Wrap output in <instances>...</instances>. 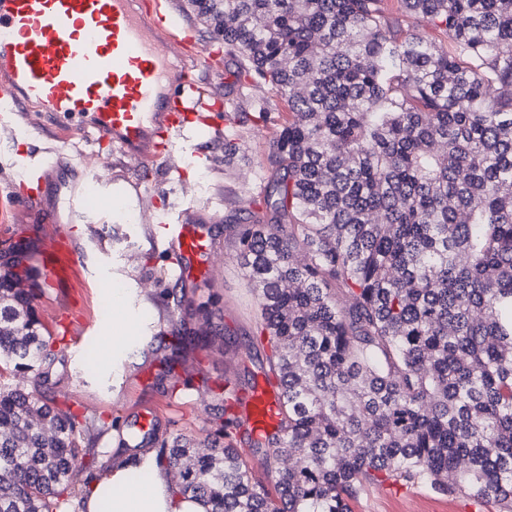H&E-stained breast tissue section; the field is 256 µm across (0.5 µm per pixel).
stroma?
<instances>
[{
	"mask_svg": "<svg viewBox=\"0 0 512 512\" xmlns=\"http://www.w3.org/2000/svg\"><path fill=\"white\" fill-rule=\"evenodd\" d=\"M197 76L209 103H230L236 113L247 110L250 102L272 96L270 87L263 82L239 76L236 62L229 56L224 57L219 72L201 70ZM19 123L24 126V133L0 143V248L23 240L37 253L47 236V220L75 224L70 247L80 267L64 275L55 286H38L35 306L42 320H49L51 313L58 312L74 320H88L95 326L94 332L80 341L68 343L67 370L54 388L59 407L106 422L147 408L158 416L164 436L184 433L204 441L216 428L213 393L200 397L194 390L184 389L173 395L168 391L172 380H186L200 368L212 379L222 382L231 376L245 385L256 382L269 369L262 347L252 343L258 323L254 293L237 261L234 243L222 227L235 211L220 193L229 190L245 199L259 196L270 125H236L240 152L229 163L224 160L223 147L215 145L213 131L203 125L188 129L178 143L176 161L181 171L177 174L166 173L153 162L130 161L118 150L108 157L113 185L125 189L134 210L149 214V224L160 223L168 210L186 201L194 202L213 224L219 247L215 256L219 276L191 288L178 280L160 250L147 244L149 224H134L115 214L105 195L86 201L83 166L50 154L55 141L66 135L50 115H43L36 125L24 116ZM23 153L50 167L49 189L37 212L22 206L8 191L9 185L19 179L22 168L17 160ZM71 197L84 199V206L70 208L67 200ZM159 268L164 269V277L156 276ZM109 285L132 289L133 308L148 311L150 319L144 339L132 351H121L113 370L93 373L86 366L85 353L101 347L96 330L107 323L102 296ZM170 288L195 305L210 297L216 301L212 317L188 318L189 329L200 334L215 326L223 330L222 337L207 349L188 346L178 351V364L171 377L154 352L156 336L172 329V317L164 301V293ZM352 509L494 512L495 506L489 502L477 508L466 497L448 498L420 486L373 485L366 488Z\"/></svg>",
	"mask_w": 512,
	"mask_h": 512,
	"instance_id": "35a3bbf8",
	"label": "stroma"
}]
</instances>
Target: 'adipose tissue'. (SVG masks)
<instances>
[{"label":"adipose tissue","mask_w":512,"mask_h":512,"mask_svg":"<svg viewBox=\"0 0 512 512\" xmlns=\"http://www.w3.org/2000/svg\"><path fill=\"white\" fill-rule=\"evenodd\" d=\"M130 289L112 291V333L102 342L104 359H111L117 348L140 340L141 321L129 309ZM146 473L143 481L131 479L132 467ZM174 481L157 461L154 451L142 448H116L112 467L90 481L84 495L85 512H210L201 498L175 494Z\"/></svg>","instance_id":"obj_1"}]
</instances>
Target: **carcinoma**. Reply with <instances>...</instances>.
Segmentation results:
<instances>
[{
  "mask_svg": "<svg viewBox=\"0 0 512 512\" xmlns=\"http://www.w3.org/2000/svg\"><path fill=\"white\" fill-rule=\"evenodd\" d=\"M188 5L282 106L262 204L236 200L232 225L282 407L248 437L269 484L227 406L208 451L177 433L159 464L211 512H352L388 480L512 512V0H400L451 50L391 27L384 0ZM34 270L26 244L0 250V378L33 384L0 381V512H72L102 428L43 395L67 360ZM172 338L157 350L211 343Z\"/></svg>",
  "mask_w": 512,
  "mask_h": 512,
  "instance_id": "cac0c4a2",
  "label": "carcinoma"
}]
</instances>
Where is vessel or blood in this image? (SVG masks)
I'll use <instances>...</instances> for the list:
<instances>
[{"mask_svg": "<svg viewBox=\"0 0 512 512\" xmlns=\"http://www.w3.org/2000/svg\"><path fill=\"white\" fill-rule=\"evenodd\" d=\"M186 44L161 0H0V100L38 106L91 147L166 162L194 122L217 131L224 122L218 108L199 115L196 69L211 54L202 45L187 52ZM47 184L44 166H25L15 197L39 208ZM151 233L179 280L215 278V242L191 208L167 213ZM280 409L278 391L258 384L238 413L260 433L277 425Z\"/></svg>", "mask_w": 512, "mask_h": 512, "instance_id": "vessel-or-blood-1", "label": "vessel or blood"}]
</instances>
